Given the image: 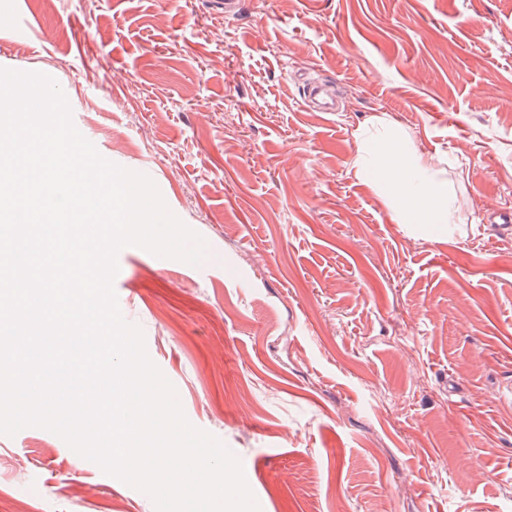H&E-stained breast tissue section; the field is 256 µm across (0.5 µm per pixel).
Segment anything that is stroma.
<instances>
[{
  "label": "stroma",
  "mask_w": 512,
  "mask_h": 512,
  "mask_svg": "<svg viewBox=\"0 0 512 512\" xmlns=\"http://www.w3.org/2000/svg\"><path fill=\"white\" fill-rule=\"evenodd\" d=\"M0 69L54 78L203 239L122 248L113 288L259 512H512V0H0ZM378 115L444 158L445 236L355 176ZM16 504L156 512L37 426L0 434Z\"/></svg>",
  "instance_id": "stroma-1"
}]
</instances>
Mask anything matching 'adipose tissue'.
I'll return each mask as SVG.
<instances>
[{
  "instance_id": "1",
  "label": "adipose tissue",
  "mask_w": 512,
  "mask_h": 512,
  "mask_svg": "<svg viewBox=\"0 0 512 512\" xmlns=\"http://www.w3.org/2000/svg\"><path fill=\"white\" fill-rule=\"evenodd\" d=\"M351 166L383 196L398 224L444 229L458 223L440 157L409 149L399 125L378 117L357 135Z\"/></svg>"
}]
</instances>
